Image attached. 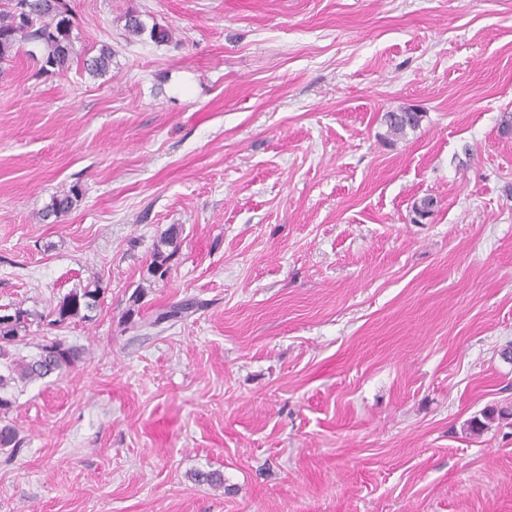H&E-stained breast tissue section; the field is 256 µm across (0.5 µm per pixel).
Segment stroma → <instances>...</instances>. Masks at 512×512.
<instances>
[{
	"mask_svg": "<svg viewBox=\"0 0 512 512\" xmlns=\"http://www.w3.org/2000/svg\"><path fill=\"white\" fill-rule=\"evenodd\" d=\"M69 5L115 57L0 72V306L104 293L16 395L0 512H512V0ZM138 288L198 308L137 328ZM125 32L129 39L139 38L147 33L150 41L158 45L170 43L173 39V33L170 29L157 23H154L150 28H148L140 19L139 14H136L135 12L127 15ZM423 118V112L417 108L406 107L386 112L382 116V123L386 126L383 138L394 141V138L403 137L408 130L414 131L419 128ZM82 195V188L76 184L67 193L53 196L41 213L42 220L46 222L53 218L50 223L57 222L76 206ZM180 229L177 225H171L160 241V245L155 249L152 259L146 268L147 275L145 280L153 281L165 279L171 269L170 261L175 255L178 248V239L180 237ZM163 247H171V251L164 250Z\"/></svg>",
	"mask_w": 512,
	"mask_h": 512,
	"instance_id": "35a3bbf8",
	"label": "stroma"
}]
</instances>
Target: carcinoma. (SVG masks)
<instances>
[{"instance_id": "1", "label": "carcinoma", "mask_w": 512, "mask_h": 512, "mask_svg": "<svg viewBox=\"0 0 512 512\" xmlns=\"http://www.w3.org/2000/svg\"><path fill=\"white\" fill-rule=\"evenodd\" d=\"M7 7L0 9V68L14 59L21 45L34 42L42 47L41 69L64 72L75 58H82L83 67L94 77L109 73L113 52L102 45L90 56L81 54L75 46L71 10L67 0H6ZM127 38L148 35L157 45L172 41L170 29L157 23L146 26L139 15L132 12L125 23ZM423 112L417 108H401L386 112L382 123L386 126L383 138L392 141L414 131L421 125ZM83 195L82 188L74 185L61 195L51 198L41 213L43 221L57 222L68 214ZM180 229L172 225L155 249L146 268L153 280L165 279L171 269L170 261L178 248ZM103 288L94 282L82 288H73L64 294L50 311L39 315V320L49 326H61L76 319H86L100 304ZM195 302L184 300L160 309L155 317L144 323L149 328L163 323L178 321L192 312ZM32 313L21 307L5 311L0 309V448L17 450L21 441L15 426L7 422L8 414L15 404V390L20 384L58 376L68 371L79 358L76 348L67 346L60 339L37 345V352L22 356L18 347L27 338Z\"/></svg>"}]
</instances>
